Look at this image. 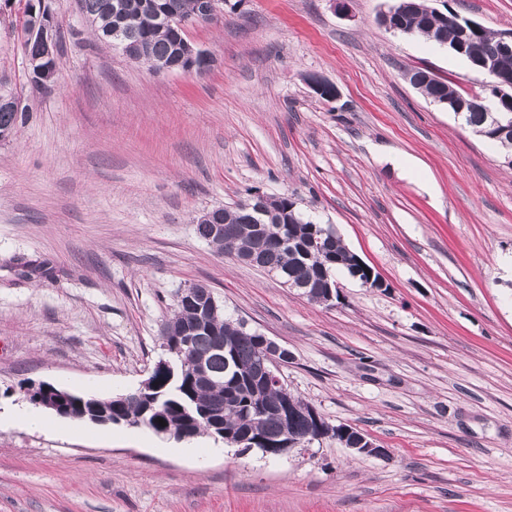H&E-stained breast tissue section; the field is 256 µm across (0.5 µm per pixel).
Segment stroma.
Wrapping results in <instances>:
<instances>
[{"instance_id": "stroma-1", "label": "stroma", "mask_w": 512, "mask_h": 512, "mask_svg": "<svg viewBox=\"0 0 512 512\" xmlns=\"http://www.w3.org/2000/svg\"><path fill=\"white\" fill-rule=\"evenodd\" d=\"M391 0H224L189 31L209 67L157 72L52 0L58 79L28 76L26 0L0 8V80L31 112L0 143V403L26 385L115 397L165 355L179 288L288 349L279 376L328 421L283 456L69 419L0 427V512H512V166L404 77H485L378 22ZM512 32V0H428ZM333 83L322 99L307 76ZM292 197L378 272L308 301L196 233L249 194Z\"/></svg>"}]
</instances>
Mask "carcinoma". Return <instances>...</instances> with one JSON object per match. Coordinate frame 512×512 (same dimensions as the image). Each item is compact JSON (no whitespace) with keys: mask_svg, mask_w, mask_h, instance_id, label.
<instances>
[{"mask_svg":"<svg viewBox=\"0 0 512 512\" xmlns=\"http://www.w3.org/2000/svg\"><path fill=\"white\" fill-rule=\"evenodd\" d=\"M171 3L185 15L196 12L197 0H122L125 40L143 49L141 60L150 64L156 59L176 57L186 34L179 29L161 26L151 21L154 2ZM113 0H76V5L92 24L94 36L108 44L116 19ZM416 9L402 19L410 37H425L453 47L458 28L440 19L427 0H410ZM498 35L482 30L466 36L467 56L472 61L492 52ZM424 96L450 102L460 99V93L443 80L429 82L421 90ZM29 107L17 111L0 110V142L10 140L27 118ZM467 126L486 141H491V114L474 107L464 113ZM222 224L234 230V237L212 235L210 225ZM331 228L307 218L296 202L287 196L269 198L267 212L257 217L253 210L240 202L235 207L211 210L209 222L196 225L200 238L209 242L220 255L242 258L254 252L259 256L257 268L301 287V295L314 303L323 302L322 290L334 287L336 272L365 283L369 268L357 263L345 264L348 247L340 236H320ZM321 239L322 247L313 246ZM198 321L192 305H175L173 316L161 333V347L168 354L167 364L157 362L152 370L151 390L141 395L130 393L125 400L112 398L110 415L128 425L143 427L168 435L178 441L200 434L249 438L254 448H264L288 438L301 447L317 436L318 420L305 411L309 403L275 384L258 391L249 384L258 355L263 351V337L244 333L237 322L220 311L207 325L191 336L184 345L182 334ZM198 365L197 377L183 373V362ZM292 403L288 421H282L276 409L283 402ZM165 421L160 425L159 421Z\"/></svg>","mask_w":512,"mask_h":512,"instance_id":"carcinoma-1","label":"carcinoma"}]
</instances>
